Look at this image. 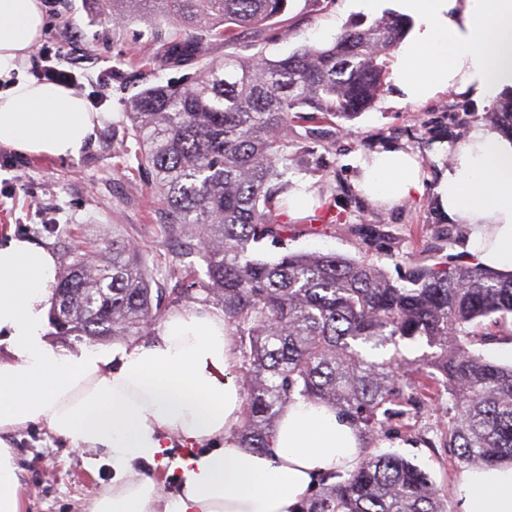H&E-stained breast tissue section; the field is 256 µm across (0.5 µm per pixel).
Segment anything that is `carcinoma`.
I'll list each match as a JSON object with an SVG mask.
<instances>
[{"instance_id":"1","label":"carcinoma","mask_w":512,"mask_h":512,"mask_svg":"<svg viewBox=\"0 0 512 512\" xmlns=\"http://www.w3.org/2000/svg\"><path fill=\"white\" fill-rule=\"evenodd\" d=\"M112 17L133 13L159 22L174 63L191 59L198 33L258 30L288 0H111ZM186 37L166 40L160 23ZM409 21L388 14L354 22L327 47L307 46L277 61L258 52L227 54L198 78L152 86L129 102V134L141 167L167 207L168 229L198 232L206 279L201 290L219 304L243 359L246 448L270 447L284 408L319 401L366 440L353 471L321 481L302 512H447L442 490L419 466L372 448L396 431L397 406L428 392L448 393L454 415L446 448L469 468L512 463V365L480 346L512 339V274L462 266H421L411 286L395 284L365 259L287 251L264 257L261 244L288 232L272 219L288 191V130L351 119L379 95L387 56ZM512 135V97L493 113ZM161 316L143 253L112 240L77 252L59 275L52 320L69 336H143ZM489 320L482 325L483 320ZM430 351L408 360L389 354L400 342Z\"/></svg>"}]
</instances>
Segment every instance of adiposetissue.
<instances>
[{
  "mask_svg": "<svg viewBox=\"0 0 512 512\" xmlns=\"http://www.w3.org/2000/svg\"><path fill=\"white\" fill-rule=\"evenodd\" d=\"M410 23L392 64L401 104L455 89L477 106L512 91V0H396ZM39 0H0V147L76 158L100 115L74 90L19 75L41 38ZM434 188L439 211L464 227L478 266L512 271V138L474 127L453 147ZM362 192L390 204L424 190L419 161L401 149L355 162ZM59 260L24 237L0 243V512H23L20 472L6 436L46 424L75 449L99 448L109 484L91 512H302L320 481L354 469L364 442L335 409L289 404L268 450L241 447L242 398L226 374L239 353L223 314L166 316L149 341L79 352L44 338ZM184 455L168 458L171 438ZM166 467L179 490L159 498L148 468ZM458 512H512V463L464 471Z\"/></svg>",
  "mask_w": 512,
  "mask_h": 512,
  "instance_id": "1",
  "label": "adipose tissue"
}]
</instances>
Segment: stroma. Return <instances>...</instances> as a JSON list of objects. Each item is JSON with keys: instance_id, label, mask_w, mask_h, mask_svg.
Segmentation results:
<instances>
[{"instance_id": "1", "label": "stroma", "mask_w": 512, "mask_h": 512, "mask_svg": "<svg viewBox=\"0 0 512 512\" xmlns=\"http://www.w3.org/2000/svg\"><path fill=\"white\" fill-rule=\"evenodd\" d=\"M64 7L63 15L45 16L40 43L19 72L34 77L44 64L43 48L68 41L69 58L84 74L76 92L96 101L101 127L96 141L76 158L23 156L0 147V241L25 236L61 257L103 238L129 240L145 249L167 312L217 311L216 302L197 285L206 265L196 241L167 232L166 208L136 159L127 104L147 87L199 76L223 61L227 46L221 38L207 37L191 61L176 65L151 37L149 22L131 18L113 23L105 0H65ZM361 19L370 22L374 15L359 10L356 0H288L263 39L243 32L237 51L247 56L256 47L267 58L280 59L305 46L330 44ZM395 94L387 78L374 104L353 119L322 125L311 135L296 127L288 151L297 162L288 175L308 182L320 205L289 217V250L362 258L398 282L420 263L473 265L463 250V228L439 212L431 187L451 162L449 146L465 141L475 126L489 125L490 110L476 108L452 89L404 106L393 104ZM391 146L419 157L430 188L404 201L377 205L358 191L354 161ZM451 415L447 393L435 394L421 408L408 409L397 433L375 446L429 472L446 491L449 512H456L464 467L442 445ZM8 439L21 473L26 512H90L102 481L109 478L106 469L88 468L90 459L100 457L99 449L70 448L42 425L17 427Z\"/></svg>"}]
</instances>
